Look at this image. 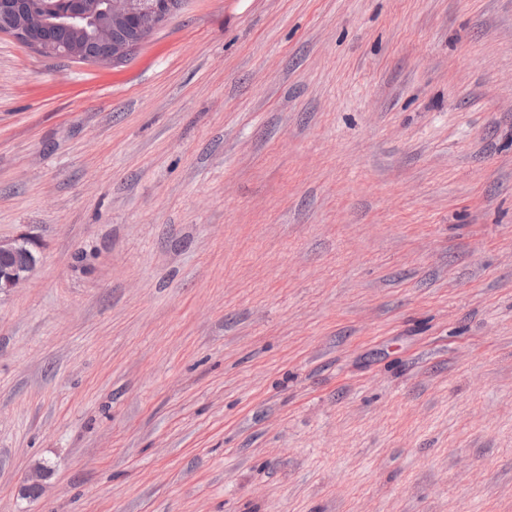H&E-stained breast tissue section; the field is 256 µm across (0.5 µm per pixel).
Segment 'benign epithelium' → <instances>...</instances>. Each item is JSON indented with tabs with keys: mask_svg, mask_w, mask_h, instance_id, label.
<instances>
[{
	"mask_svg": "<svg viewBox=\"0 0 512 512\" xmlns=\"http://www.w3.org/2000/svg\"><path fill=\"white\" fill-rule=\"evenodd\" d=\"M172 12L171 0H63L60 10L36 20L23 12L18 0H0V32L48 55L81 58L84 51L46 48L42 38L52 30L88 29L93 34L90 44L95 51L91 60L117 62ZM38 262L37 245L31 238L0 239V295L26 282Z\"/></svg>",
	"mask_w": 512,
	"mask_h": 512,
	"instance_id": "7a95c632",
	"label": "benign epithelium"
}]
</instances>
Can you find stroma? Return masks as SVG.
<instances>
[{
    "mask_svg": "<svg viewBox=\"0 0 512 512\" xmlns=\"http://www.w3.org/2000/svg\"><path fill=\"white\" fill-rule=\"evenodd\" d=\"M20 235L0 512H512V0L0 33Z\"/></svg>",
    "mask_w": 512,
    "mask_h": 512,
    "instance_id": "35a3bbf8",
    "label": "stroma"
}]
</instances>
